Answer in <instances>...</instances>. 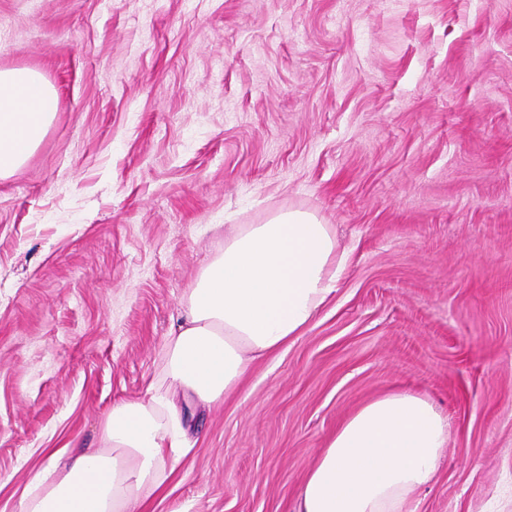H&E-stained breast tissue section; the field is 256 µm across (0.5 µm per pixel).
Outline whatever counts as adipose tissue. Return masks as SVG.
<instances>
[{
    "instance_id": "ef3b65f1",
    "label": "adipose tissue",
    "mask_w": 512,
    "mask_h": 512,
    "mask_svg": "<svg viewBox=\"0 0 512 512\" xmlns=\"http://www.w3.org/2000/svg\"><path fill=\"white\" fill-rule=\"evenodd\" d=\"M57 96L28 67L0 69V178L14 175L55 116ZM344 266L329 225L289 210L240 224L201 270L161 356L165 398L124 399L106 414L101 444L68 464L52 453L22 512H145L167 478L165 448L184 427L176 401L223 400L261 356L304 331ZM447 425L424 397L390 392L353 412L308 472L297 512H409L435 476Z\"/></svg>"
}]
</instances>
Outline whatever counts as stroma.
Here are the masks:
<instances>
[{"label":"stroma","mask_w":512,"mask_h":512,"mask_svg":"<svg viewBox=\"0 0 512 512\" xmlns=\"http://www.w3.org/2000/svg\"><path fill=\"white\" fill-rule=\"evenodd\" d=\"M55 119L0 179V512L148 398L228 224L314 213L348 260L288 346L196 411L148 512H296L394 389L448 421L417 512H512V0H0Z\"/></svg>","instance_id":"1"}]
</instances>
